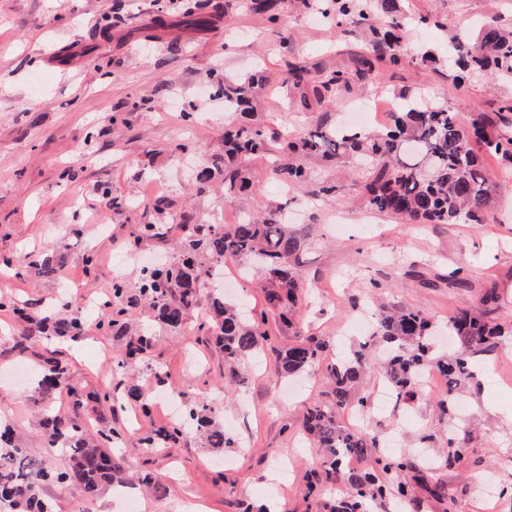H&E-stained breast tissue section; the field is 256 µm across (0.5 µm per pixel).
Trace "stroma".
I'll list each match as a JSON object with an SVG mask.
<instances>
[{
    "mask_svg": "<svg viewBox=\"0 0 512 512\" xmlns=\"http://www.w3.org/2000/svg\"><path fill=\"white\" fill-rule=\"evenodd\" d=\"M212 0L203 22L188 23L184 0H0V274L20 271L0 295L22 302V312L0 310V364L39 370L51 352H61L83 393L56 404L90 434L119 431L114 451L121 455L142 512H238L239 502L261 512H328L341 496L330 484L309 497L307 475L320 465L319 448L302 435L307 407L324 397L321 378L277 376L271 365L275 348L308 336L327 343L326 361L350 356L364 339L354 329L365 309L419 308L438 330V352L448 350L444 328L459 307L480 309L486 291L499 297L492 317L512 321V164L485 156L501 196L487 223L415 226L371 212L364 202L366 175L355 160L302 158L305 181L282 188L266 158H249L250 195L224 200V175L215 173L196 187L192 170L224 158V127L258 123L272 130L330 128L350 122L354 108L368 102H394L401 95L434 93L459 122L484 114L497 131L512 136V124L500 119V100L512 98V81L486 77L454 80L446 65L424 63L423 51L451 41L471 40L475 25L497 15L512 27V0H402L407 16L430 18L415 23L407 37L410 61L383 68L379 76L359 74L357 58L365 42L356 31L339 32L316 14L280 0L279 30L294 46L279 49L271 32L246 0ZM262 66L265 86L251 112H225L215 94L201 87L217 76L235 80ZM319 75L341 69L353 76L349 93L335 104L303 101L287 88L294 72ZM334 185L337 197L323 194ZM121 210H114L113 200ZM287 201L288 217L309 235L298 270L309 285L301 314L292 328H281L262 365L247 361L243 385L225 390L224 356L194 327L165 328L139 293L141 267L131 252L158 261H174L181 252L183 215L196 224H233ZM141 224L168 230L131 245ZM51 249L58 267L52 276H29L34 251ZM92 251L93 268L82 255ZM456 273L459 287L448 285ZM125 284L123 300L131 315L123 327L103 332L109 310L83 314L79 344L70 337L31 342L19 358L13 338L29 320L59 301L68 284L82 293L103 296L113 282ZM152 338L146 352L127 356L130 334ZM472 378L457 389L466 413H443L438 392L417 394L381 414L368 409L364 431L382 440L397 437V452L414 456L418 477L409 479L406 507L395 501L371 503L370 512H512V498L483 500L481 480L494 488L512 485V336L496 351L473 358ZM153 391L147 407L130 400V386ZM111 389V404L94 399ZM178 395L182 409L208 400L214 418L240 445L219 451L204 439L187 435L173 443L161 439L172 420L162 398ZM39 407L23 382H0V416L10 419L18 441L43 453ZM464 448L459 466L441 458L449 434ZM157 438L154 448L142 440ZM154 473L163 493L141 489L143 470ZM448 486V499L433 497V482ZM44 492L57 512H117L114 490L106 486L84 497L57 484Z\"/></svg>",
    "mask_w": 512,
    "mask_h": 512,
    "instance_id": "stroma-1",
    "label": "stroma"
}]
</instances>
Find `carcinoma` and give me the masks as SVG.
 <instances>
[{
    "mask_svg": "<svg viewBox=\"0 0 512 512\" xmlns=\"http://www.w3.org/2000/svg\"><path fill=\"white\" fill-rule=\"evenodd\" d=\"M301 5L323 16L331 15L340 28L349 23L371 33V47L360 60V72L375 74L379 63L397 67L408 61L406 32L398 21L399 0H301ZM250 8L266 15L267 22L278 23L276 0H250ZM448 68L463 74L485 73L512 81V29L490 16L479 23L474 42H457L446 51ZM313 85L320 103H334L350 91V77L334 70L321 77L296 74L297 88ZM263 86V78L250 75L238 81L224 80L220 91L224 111L244 112ZM277 151L273 170L283 184L307 178L306 169L288 158L321 155L336 158L358 154L365 167L366 202L379 214L392 215L414 224H483L489 218L499 189L484 166L481 154L488 152L512 162V137L494 132L493 125L479 116L461 124L447 107L424 96H400L391 122L384 130L369 134L362 130L338 127L315 129L294 134L286 129L268 131L261 125L224 130V190L230 201L250 186L247 171L241 166L245 157H266ZM287 204H278L262 219H244L236 224H198L192 228L188 256L164 268L142 271L140 289L157 311L158 320L171 330H180L198 304L204 276L230 254L248 261L244 273L259 270L266 279L265 301L268 307L245 315L224 301V294L211 296L210 314L195 324L196 332L206 336L224 354V384L243 382L239 372L244 359L263 345L271 344L269 318L282 326H291L294 309L302 288L296 269L297 255L304 245L300 232L279 220ZM124 284H112L111 328L129 315L122 301ZM72 304L63 302L58 311L37 319L34 328L16 338L19 353L27 342L46 333L77 336L81 318L60 317ZM431 321L421 309L382 312L376 317L372 337L385 345V360L375 365L361 351L350 359L323 364L324 341L308 337L287 347L273 348V370L278 375L295 376L307 370L321 369L329 387L327 399L306 411L303 428L317 447L323 449V469L310 474L309 492L325 482L340 483L348 495L329 512H368L375 500L405 495L399 478L416 470L415 462L399 455L376 453L380 440L374 434L349 430L339 419L341 412L368 408V398L355 393L360 374L374 370L381 375L399 400H411L425 369L440 370L447 385L457 384L469 375L468 356L494 350L505 335H512V324L484 321L469 308H460L448 318V335L457 352L450 358L437 357L429 339ZM48 368L34 379V398L43 406L41 420L44 447L51 457L61 454L55 469L20 447L10 423L0 420V512H55V502L42 495L47 482L63 484L85 495L93 494L102 483H125L122 458L112 454L114 434L89 436L84 425L54 407L61 391H76L70 370L55 357L47 359ZM213 409L199 403L189 409L195 428L202 429L212 448H238L237 438L213 421ZM374 455L369 470L346 468L350 457Z\"/></svg>",
    "mask_w": 512,
    "mask_h": 512,
    "instance_id": "carcinoma-1",
    "label": "carcinoma"
}]
</instances>
